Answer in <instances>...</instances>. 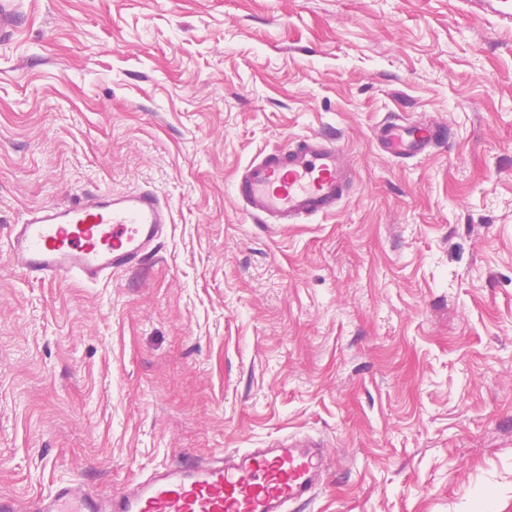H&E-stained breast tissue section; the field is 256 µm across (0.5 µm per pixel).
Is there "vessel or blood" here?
<instances>
[{
    "instance_id": "vessel-or-blood-1",
    "label": "vessel or blood",
    "mask_w": 512,
    "mask_h": 512,
    "mask_svg": "<svg viewBox=\"0 0 512 512\" xmlns=\"http://www.w3.org/2000/svg\"><path fill=\"white\" fill-rule=\"evenodd\" d=\"M474 8L512 25V0H471ZM16 0H0V41L12 38ZM374 138L404 161L435 148L437 125L391 119ZM355 180L347 152L335 138L310 134L259 154L240 171L234 193L246 214L263 224H298L334 215ZM170 216L159 195L96 191L71 203L29 210L9 225L13 270L24 279L76 278L87 283L137 268L156 249ZM330 462L322 445L292 438L207 461L164 464L111 495L88 492L75 481L23 505L0 498V512H288L310 500Z\"/></svg>"
}]
</instances>
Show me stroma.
<instances>
[{
  "instance_id": "1",
  "label": "stroma",
  "mask_w": 512,
  "mask_h": 512,
  "mask_svg": "<svg viewBox=\"0 0 512 512\" xmlns=\"http://www.w3.org/2000/svg\"><path fill=\"white\" fill-rule=\"evenodd\" d=\"M0 42V495L112 494L292 435L294 512H512V28L467 0H21ZM399 115L448 146L397 161ZM336 133V214L254 223L239 171ZM154 190L159 251L28 282L5 229Z\"/></svg>"
}]
</instances>
